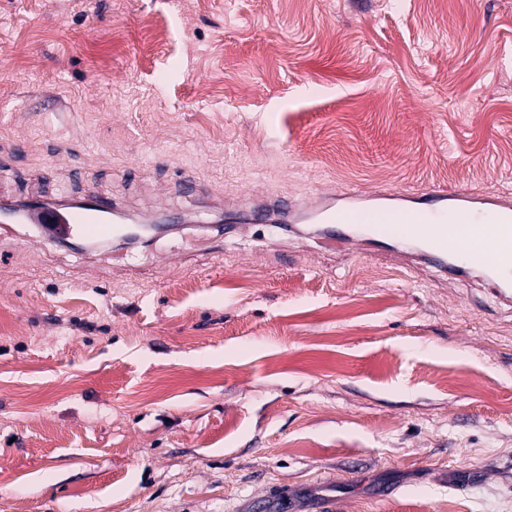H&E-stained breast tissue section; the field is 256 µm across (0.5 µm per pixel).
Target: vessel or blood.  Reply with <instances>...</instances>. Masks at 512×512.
I'll return each mask as SVG.
<instances>
[{
    "label": "vessel or blood",
    "mask_w": 512,
    "mask_h": 512,
    "mask_svg": "<svg viewBox=\"0 0 512 512\" xmlns=\"http://www.w3.org/2000/svg\"><path fill=\"white\" fill-rule=\"evenodd\" d=\"M362 200L361 193L339 191L332 194L330 202L295 207L289 211L288 221L324 225L322 240L327 244L335 242L333 229L337 226L378 240L397 232L414 246L419 259L438 262L456 276L467 274L470 264L450 248V239L485 241L489 248L480 255L479 263L498 284L502 297L512 296V200L445 188L419 195L399 191L383 194L367 214L360 208ZM114 217L110 202L92 188L75 203L0 208L1 222L36 225L37 241L44 246L112 243L124 231Z\"/></svg>",
    "instance_id": "vessel-or-blood-1"
}]
</instances>
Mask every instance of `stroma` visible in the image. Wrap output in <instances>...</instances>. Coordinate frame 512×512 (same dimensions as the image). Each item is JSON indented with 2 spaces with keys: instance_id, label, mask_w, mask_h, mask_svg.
<instances>
[{
  "instance_id": "stroma-1",
  "label": "stroma",
  "mask_w": 512,
  "mask_h": 512,
  "mask_svg": "<svg viewBox=\"0 0 512 512\" xmlns=\"http://www.w3.org/2000/svg\"><path fill=\"white\" fill-rule=\"evenodd\" d=\"M0 201L512 194V0H0ZM195 187H185L184 174ZM0 251V512H512V306L390 241Z\"/></svg>"
}]
</instances>
